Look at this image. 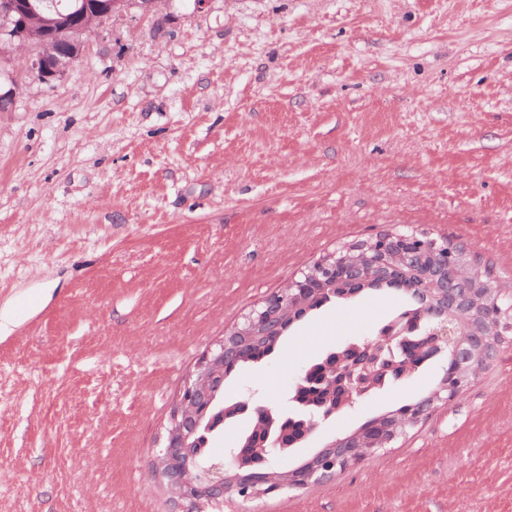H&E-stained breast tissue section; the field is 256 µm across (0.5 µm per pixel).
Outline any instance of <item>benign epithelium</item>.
I'll use <instances>...</instances> for the list:
<instances>
[{"label": "benign epithelium", "instance_id": "7a95c632", "mask_svg": "<svg viewBox=\"0 0 512 512\" xmlns=\"http://www.w3.org/2000/svg\"><path fill=\"white\" fill-rule=\"evenodd\" d=\"M55 7L54 3L40 5L35 0H0V41L25 49L27 70L45 82L61 77L66 68L81 57L85 42L76 37L77 32L92 29L102 20L112 18V0H101V7L94 14L80 5L76 7V18L51 12ZM406 240L408 236L388 231L370 238L358 260H345L339 265L326 259L316 260L288 289L269 295L260 308L246 314L243 322L226 332L225 338L200 358L179 394L166 427L164 446L155 460V472L174 493L180 512H208L210 509L218 512L226 497L248 499L276 495L297 482L309 484L323 479L327 472L336 468V459L329 457L313 462L303 476L293 469L278 474L272 471L266 454L260 452L255 457H245L232 449L225 458L215 459L209 467L201 469L194 461L192 448L211 415L223 386L224 371L235 368L244 359L242 349L230 345L228 338L260 334L274 340L288 319L328 291V281L356 283L373 273L386 279L398 268L414 269L425 254L430 257L433 288L443 304L450 303L455 289L470 288L452 271L451 255L455 245L448 239L440 238L430 246L423 243L404 247L402 242ZM428 319L434 354L448 352L455 361L458 377L455 384L443 386L426 404L409 406L406 417L414 423L419 422L436 401H453L470 383L477 363L487 361L491 352L499 348L493 336L483 329L467 331L433 306L428 308ZM405 332L406 329L396 325L376 339L352 347L354 351L366 352L367 356L360 363L359 374L348 380L338 407L354 406L359 398L385 381L390 367L380 362L379 347L405 348L410 343ZM336 445L363 449L361 454L348 460L352 464L374 456L384 447L385 439L358 429L330 443L332 447ZM245 467L254 469L255 473L243 479L241 470Z\"/></svg>", "mask_w": 512, "mask_h": 512}]
</instances>
